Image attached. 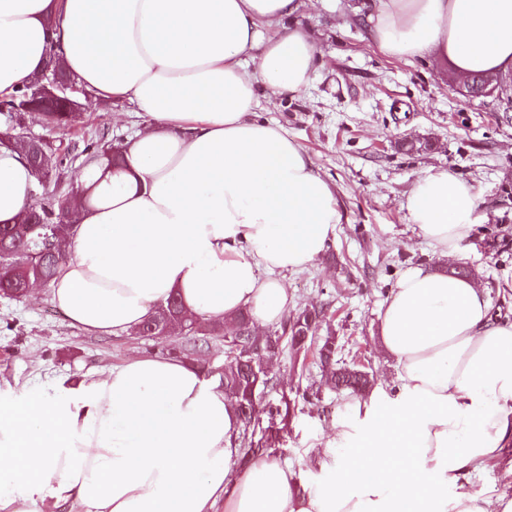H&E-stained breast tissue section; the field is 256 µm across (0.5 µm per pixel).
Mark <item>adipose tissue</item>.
Listing matches in <instances>:
<instances>
[{
    "mask_svg": "<svg viewBox=\"0 0 512 512\" xmlns=\"http://www.w3.org/2000/svg\"><path fill=\"white\" fill-rule=\"evenodd\" d=\"M300 0H0V94L47 57L102 101L144 119L118 182L91 201L51 289L70 323L135 330L179 295L224 325L280 320L299 271L336 235L331 185L281 127L254 119L257 90L305 93L316 58L292 18ZM386 55L448 61L457 77L512 73V0H379L368 17ZM34 178L0 147V224L17 223ZM405 208L422 239L458 262L479 200L460 176L418 179ZM381 346L396 391L350 400L308 469L264 454L240 465L241 423L223 389L161 356L53 397L0 401V512H512V495L472 490L500 467L512 485V322L494 319L476 277L409 268L383 306Z\"/></svg>",
    "mask_w": 512,
    "mask_h": 512,
    "instance_id": "1",
    "label": "adipose tissue"
}]
</instances>
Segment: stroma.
Instances as JSON below:
<instances>
[{"instance_id":"35a3bbf8","label":"stroma","mask_w":512,"mask_h":512,"mask_svg":"<svg viewBox=\"0 0 512 512\" xmlns=\"http://www.w3.org/2000/svg\"><path fill=\"white\" fill-rule=\"evenodd\" d=\"M378 0H326L302 6L297 22L313 37V81L298 98L269 100L259 94L260 120L283 127L309 155L335 193L341 222L336 236L307 269L283 272L292 298L289 316L312 306L326 309L324 323L336 336V357L360 355L376 386L393 385L395 360L380 345L383 305L402 274L448 262L429 248L411 224L405 200L414 183L433 169L469 181L478 194L481 219L466 245L462 266L477 272L496 317L512 319V200L502 187L512 179V112L495 97L469 100L448 83L447 63L398 59L374 43L368 13ZM81 120L68 129H47L36 116L16 124L0 112V134L43 137L68 145L89 129H106L126 143L143 118L123 102L94 101L76 88ZM417 143L407 152L400 144ZM177 337L135 333L90 336L70 325L49 288L19 301L0 300V397L24 389L52 391L121 364L131 352L171 354ZM274 381L260 401L261 420L282 398L290 400L284 441L270 449L279 462L300 466L341 421L349 394L312 389L320 378L316 355L300 360L281 349Z\"/></svg>"}]
</instances>
